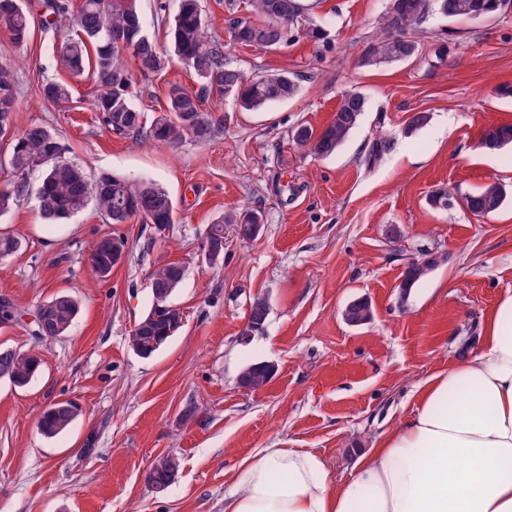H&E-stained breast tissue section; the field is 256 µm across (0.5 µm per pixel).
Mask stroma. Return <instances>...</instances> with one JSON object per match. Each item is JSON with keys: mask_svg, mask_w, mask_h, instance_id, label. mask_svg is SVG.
Masks as SVG:
<instances>
[{"mask_svg": "<svg viewBox=\"0 0 512 512\" xmlns=\"http://www.w3.org/2000/svg\"><path fill=\"white\" fill-rule=\"evenodd\" d=\"M27 2L24 45L12 46L0 28L16 129L47 127L89 177L155 181L173 199L175 222L162 232L138 219L113 224L91 203L46 223L33 193L37 170L26 177L29 193L0 215V232L23 241L0 261V298L25 313L61 292L79 302L68 332L51 342L24 322L0 328V345L40 360L26 387L0 379V512H224L238 465L280 443L316 450L336 481L349 480L377 439L414 412L425 381L477 349L499 299L512 293V146H479L487 127L512 124V11L478 20L430 12L416 57L368 65L388 0H306L327 39L276 50L231 41L225 20L246 13L248 0H200L207 34L228 61L250 74L288 71L299 91L254 112L205 101L220 121L214 135L172 148L108 131L90 78L73 82L65 106L41 98L44 81L66 77L57 55L69 31L45 25L38 0ZM124 66L136 107L150 117L163 110L169 83L198 86L177 63L149 75ZM351 91L366 108L334 154L291 148L295 128H323ZM420 111L428 123L408 131ZM379 136L390 148L367 166ZM495 182L510 192L500 211L463 207L465 195ZM438 188L448 207L428 205ZM244 208L261 211V232L244 239L225 225L224 261L206 265L209 225ZM117 236L124 257L99 280L90 249ZM424 253L443 261L402 296L405 262ZM171 261L185 268L173 294L184 324L144 359L129 336L152 304L153 269ZM256 297L270 312L248 336ZM358 297L370 300L372 318L352 326L343 310ZM257 362L274 364L272 378L241 388L239 374ZM63 400L78 416L44 437L43 410ZM160 455L179 462L161 491L147 480Z\"/></svg>", "mask_w": 512, "mask_h": 512, "instance_id": "obj_1", "label": "stroma"}]
</instances>
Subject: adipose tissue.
I'll return each instance as SVG.
<instances>
[{
    "mask_svg": "<svg viewBox=\"0 0 512 512\" xmlns=\"http://www.w3.org/2000/svg\"><path fill=\"white\" fill-rule=\"evenodd\" d=\"M224 512H512V295L478 350L429 377L413 414L354 477L280 444L243 462Z\"/></svg>",
    "mask_w": 512,
    "mask_h": 512,
    "instance_id": "obj_1",
    "label": "adipose tissue"
}]
</instances>
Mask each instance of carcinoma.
Segmentation results:
<instances>
[{
    "label": "carcinoma",
    "instance_id": "carcinoma-1",
    "mask_svg": "<svg viewBox=\"0 0 512 512\" xmlns=\"http://www.w3.org/2000/svg\"><path fill=\"white\" fill-rule=\"evenodd\" d=\"M394 9L386 10L376 38L369 43L365 59L380 62L407 60L417 50L412 32L425 20L431 10L445 3L453 19H468L476 9L484 17H494L505 9L506 0H394ZM25 0H0V24L8 31L11 44L18 46L30 36V19ZM253 15L233 17L229 29L233 41L244 46L276 49L288 44L291 38L302 36L312 40L324 37L323 30L308 15L302 0H252ZM69 25L75 37L61 47L60 67L70 79L79 80L85 72L93 75L96 95L95 109L102 114L105 126L117 135L151 140L167 146H178L189 138L205 139L216 126V119L203 107L205 100L233 97L246 111L258 110L276 101L289 99L298 93L297 81L286 72H269L253 76L226 62L224 45L206 34V21L199 0H180L178 11L169 28V48L157 45L145 33L137 0L122 4L103 0H82L76 12L69 15ZM135 43L131 52L135 64L143 74L165 71L172 61L180 62L194 71L200 87L194 91L172 83L166 93L165 112L147 121L144 113L133 104L131 80L119 64L121 48L117 36ZM14 72L8 65H0V134L13 124L15 109ZM40 94L49 104L62 106L71 98L66 82L47 81ZM365 110V99L356 92L345 94L330 122L319 132L301 125L292 133L295 149L315 156L332 154L348 137ZM512 144V125L492 126L482 135L480 146L489 151ZM389 149L384 138L372 141L366 162L376 164ZM4 162L15 176L24 177L39 168L42 177L35 189L42 217L53 223L82 211L90 200L113 224H125L140 218L163 230L174 223L175 208L168 193L152 180H131L126 177L102 174L90 180L78 165L64 157V149L57 136L40 124L26 127L12 137ZM27 191L24 183L11 190L0 191V213L18 204ZM505 202L503 186L491 184L468 194L462 204L469 212L488 216L498 212ZM259 212L246 210L240 214L221 217L210 226L204 260L213 265L224 261V225L234 224L243 238L251 237V225L259 224ZM439 261L423 254L410 259L403 272L400 287L410 291ZM94 274L106 279L116 266L112 239L95 243L91 251ZM183 278L182 265L170 262L158 266L152 273V303L138 321L129 344L132 351L148 358L157 352L181 327L178 313L171 309V297ZM39 321L34 323L35 335L47 340L66 334L76 314L77 304L67 293H60L38 306ZM267 299L257 297L249 307L248 324L263 329L269 315ZM21 311L6 298L0 299V327L19 322ZM37 358L13 349L0 348V378L24 387L38 371ZM239 377L256 390L265 386L272 372L263 364L246 367ZM76 417V407L69 402H57L45 410L39 421L40 432L53 437L66 430ZM178 471L175 457H167L165 464L148 472L152 484L168 487Z\"/></svg>",
    "mask_w": 512,
    "mask_h": 512
}]
</instances>
